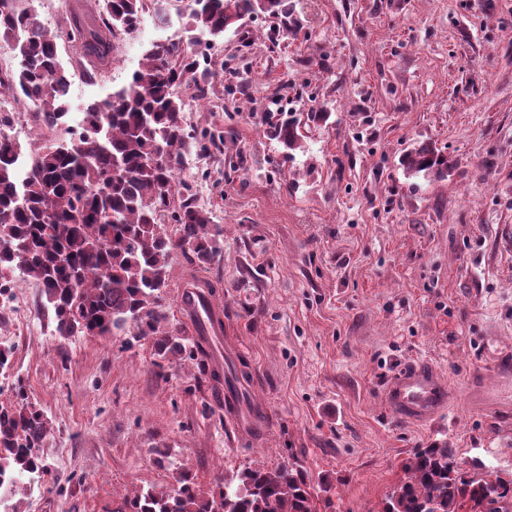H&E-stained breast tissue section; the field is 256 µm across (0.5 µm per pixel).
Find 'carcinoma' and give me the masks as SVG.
<instances>
[{
  "label": "carcinoma",
  "mask_w": 512,
  "mask_h": 512,
  "mask_svg": "<svg viewBox=\"0 0 512 512\" xmlns=\"http://www.w3.org/2000/svg\"><path fill=\"white\" fill-rule=\"evenodd\" d=\"M182 0H105V9L74 13L61 30H47L33 0H0V40L19 49L18 68L0 73L6 86L34 106L31 118L40 145L23 149L11 136L13 117L0 113V297H9L16 279L32 278L55 332L106 336L125 329L152 346L165 364L195 349L201 375L213 393L224 381L210 368L203 347L205 328L221 319L207 317L198 336L170 323L161 290L173 256L182 252L197 267L210 264L223 229L200 207L190 184L178 173L190 145L202 152L219 147L224 136L203 128L187 130L185 101L208 99L214 69L201 68L198 54L179 43L157 42L112 100L89 104L83 124H70V75L60 46H72L91 77L108 71L115 42L138 32L150 12L163 18ZM288 18V0H194L186 12L192 30L220 36L245 16ZM289 151L302 147L305 134L290 116L270 131ZM407 170L440 177L447 164L427 144L408 152ZM123 174L111 178L114 165ZM175 225L167 233L166 226ZM0 405V487L17 475L38 480L45 470L39 456L50 423L26 401ZM405 478L388 494L383 512H512V478L496 471L468 472L448 442L416 449L404 466ZM318 490L300 465L268 469L248 466L224 479V488L205 489L181 474L173 484L140 489L114 512H318Z\"/></svg>",
  "instance_id": "carcinoma-1"
}]
</instances>
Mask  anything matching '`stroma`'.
Here are the masks:
<instances>
[{
	"mask_svg": "<svg viewBox=\"0 0 512 512\" xmlns=\"http://www.w3.org/2000/svg\"><path fill=\"white\" fill-rule=\"evenodd\" d=\"M278 19L197 38L239 68L250 95L188 101V126L235 138L179 173L224 229L203 277L224 329L213 364L246 400L212 393L194 360L157 372L129 331L55 333L40 287L17 281L0 306V403L29 402L51 424L49 472L17 512H112L123 497L183 472L213 486L245 467L296 462L327 485L326 512H382L413 449L447 441L459 460L512 477V0H296ZM138 60L69 89L71 112L111 99ZM325 112L300 150L269 136L276 117ZM426 143L444 178L401 160ZM175 254L162 294L192 328ZM430 359L454 401L435 422L391 415L383 392L401 366ZM488 388L474 395L472 379Z\"/></svg>",
	"mask_w": 512,
	"mask_h": 512,
	"instance_id": "stroma-1",
	"label": "stroma"
}]
</instances>
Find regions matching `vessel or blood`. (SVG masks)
Here are the masks:
<instances>
[{
	"instance_id": "vessel-or-blood-1",
	"label": "vessel or blood",
	"mask_w": 512,
	"mask_h": 512,
	"mask_svg": "<svg viewBox=\"0 0 512 512\" xmlns=\"http://www.w3.org/2000/svg\"><path fill=\"white\" fill-rule=\"evenodd\" d=\"M452 393L436 368L417 360L401 367L388 380L384 400L397 418L424 423L447 413Z\"/></svg>"
}]
</instances>
